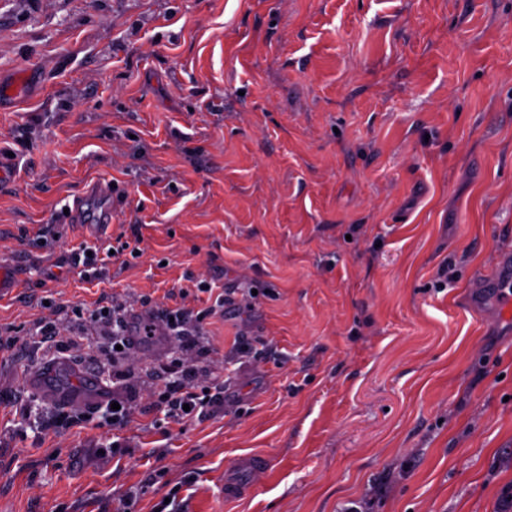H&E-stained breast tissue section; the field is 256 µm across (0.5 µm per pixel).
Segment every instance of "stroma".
<instances>
[{"label":"stroma","mask_w":512,"mask_h":512,"mask_svg":"<svg viewBox=\"0 0 512 512\" xmlns=\"http://www.w3.org/2000/svg\"><path fill=\"white\" fill-rule=\"evenodd\" d=\"M22 69L0 95V264L25 270L0 298V512H505L512 320L473 283L512 250V0H0V88ZM94 183L95 241L67 212ZM179 291L196 392L223 402L176 424L133 379L127 424L50 426L24 384L38 325L65 309L105 348L118 301L128 335L159 325L137 363L169 369Z\"/></svg>","instance_id":"stroma-1"}]
</instances>
